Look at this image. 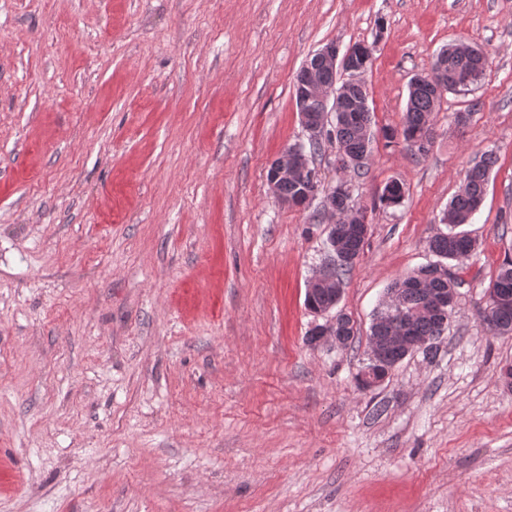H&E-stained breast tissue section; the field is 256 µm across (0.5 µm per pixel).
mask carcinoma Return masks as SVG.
Returning a JSON list of instances; mask_svg holds the SVG:
<instances>
[{"mask_svg": "<svg viewBox=\"0 0 512 512\" xmlns=\"http://www.w3.org/2000/svg\"><path fill=\"white\" fill-rule=\"evenodd\" d=\"M440 101L441 97L432 96L423 89L409 91L401 128L381 129L383 138L390 143L400 141L412 155H419L415 142L422 137L433 136V114ZM373 138L372 116L368 108L359 112L335 113V122L331 124L327 136V140H335L356 159L352 172L357 176L368 165ZM495 163V154L488 152L466 170L462 188L448 203V210L442 218L447 231L440 230L427 240V249L437 260L391 283L387 300L375 313L370 326L368 343L375 345L370 354L396 366L407 353L393 345V338L405 335L406 327L410 335L428 340V349L424 354H434V341L442 335L441 322L446 317H452L454 306H449L447 314L442 316L429 307L427 298L454 296L462 285V276L452 271L448 262H461L476 250L478 243L467 234L456 231V228L469 223L478 211L490 169ZM280 193L284 199L297 205L316 197L314 193L305 194L303 187L293 179L281 184ZM402 199V186L396 181L387 184L382 196L378 197L379 204L384 207L397 206ZM369 231L364 212L352 218H336V253L329 254L325 263L330 283L323 287L321 295L317 297L319 304L333 302L335 292L343 291L344 278L359 261ZM495 288L512 291V260L504 262L491 280L482 312V321L488 333L509 335L512 334V303H499L493 293Z\"/></svg>", "mask_w": 512, "mask_h": 512, "instance_id": "obj_1", "label": "carcinoma"}]
</instances>
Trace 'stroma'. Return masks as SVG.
<instances>
[{"label": "stroma", "instance_id": "1", "mask_svg": "<svg viewBox=\"0 0 512 512\" xmlns=\"http://www.w3.org/2000/svg\"><path fill=\"white\" fill-rule=\"evenodd\" d=\"M457 39L489 67L427 156L379 136L348 175L356 335L311 344L334 218L267 180L307 140L294 77L371 46L373 120L398 127ZM489 151L436 354L359 388L375 310ZM510 258L512 0H0V512H512V334L481 320Z\"/></svg>", "mask_w": 512, "mask_h": 512}]
</instances>
